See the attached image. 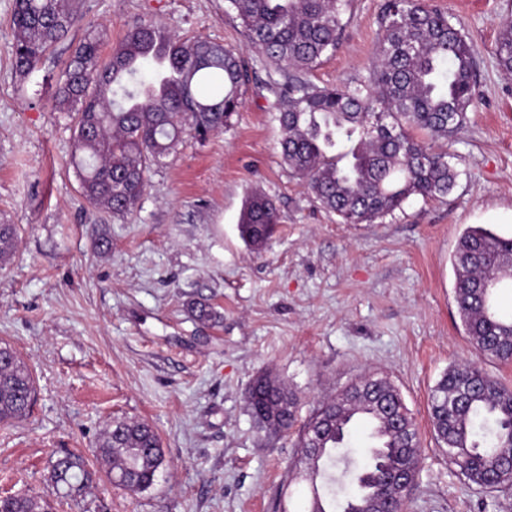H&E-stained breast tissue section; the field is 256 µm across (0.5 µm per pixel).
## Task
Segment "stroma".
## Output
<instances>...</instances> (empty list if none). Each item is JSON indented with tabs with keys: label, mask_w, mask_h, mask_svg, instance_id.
<instances>
[{
	"label": "stroma",
	"mask_w": 512,
	"mask_h": 512,
	"mask_svg": "<svg viewBox=\"0 0 512 512\" xmlns=\"http://www.w3.org/2000/svg\"><path fill=\"white\" fill-rule=\"evenodd\" d=\"M432 2L461 20L478 49V100L451 148L457 184L443 199H410L395 218L345 224L283 164L269 107L289 73L251 47L226 0H69L77 23L26 75L6 51L14 0H0V224L19 228L0 266V343L36 385L29 416L0 423V495L28 493L57 512H305L308 487L288 469L300 427L377 371L400 390L423 448L404 512H512V487L482 490L459 475L429 413L436 382L463 361L512 387V362L475 354L452 265L468 226L512 237V74L495 55L512 0ZM379 3L351 0L338 48L304 79L351 85L366 75ZM91 21L105 56L147 21L222 44L251 72L230 125L185 136L124 215L82 196L74 123L54 97ZM254 192L279 212L259 252L238 232ZM102 229L104 255L94 247ZM199 299L221 324L192 316L188 304ZM265 371L299 399L294 428L277 435L260 431L246 408ZM116 420L148 421L160 438L165 465L144 491L116 486L100 464V439ZM66 451L92 473L76 498L50 476Z\"/></svg>",
	"instance_id": "1"
}]
</instances>
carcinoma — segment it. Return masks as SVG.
Returning <instances> with one entry per match:
<instances>
[{
  "label": "carcinoma",
  "instance_id": "cac0c4a2",
  "mask_svg": "<svg viewBox=\"0 0 512 512\" xmlns=\"http://www.w3.org/2000/svg\"><path fill=\"white\" fill-rule=\"evenodd\" d=\"M252 46L272 66L305 70L336 51L349 0H228ZM381 34L368 74L352 86H318L291 76L275 90L273 119L282 130L281 157L304 179L320 205L344 224H371L392 216L412 197L448 196L457 172L450 155L418 139L428 131L451 141L465 128L476 103L477 49L462 23L426 0H383ZM75 21L65 0H15L8 50L17 71L28 74L41 57L64 41ZM101 32L92 28L72 50L56 100L73 115L72 164L88 203L114 214L136 208L147 176L161 167L187 134L204 138L228 126L243 104L248 71L224 45L187 43L149 23L135 24L100 54ZM498 65L512 73V20L503 23ZM274 202L250 194L243 205L239 236L261 251L278 224ZM17 229L0 224V264L13 253ZM453 266L459 317L475 351L512 359V320L493 309L497 286L512 271V237L482 225L460 236ZM201 322L222 314L206 301L188 303ZM27 365L0 346V422L21 419L34 399ZM261 430L284 431L296 420L297 398L277 377L258 376L247 394ZM396 411L400 429L388 428L380 449H360L356 488L336 499L330 469L354 461L342 447L353 424L373 426V415ZM430 414L448 460L477 487L494 479L512 485L501 452L512 448V390L481 368L466 363L448 369L430 395ZM320 426L301 432L297 463L310 485L316 509L385 512L384 488L394 474L416 469L421 443L400 391L387 378L369 375L325 403L315 414ZM102 466L112 481L133 492L151 487L165 456L146 421L120 420L99 444ZM51 477L66 493L80 489L89 474L84 459L67 452L51 463ZM0 512H53L50 502L24 493L0 496Z\"/></svg>",
  "mask_w": 512,
  "mask_h": 512
}]
</instances>
